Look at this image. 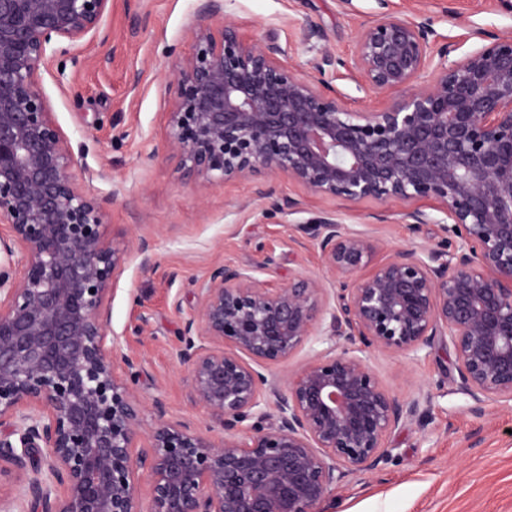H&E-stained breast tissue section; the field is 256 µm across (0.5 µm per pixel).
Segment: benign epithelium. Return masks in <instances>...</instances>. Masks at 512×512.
<instances>
[{
	"instance_id": "benign-epithelium-1",
	"label": "benign epithelium",
	"mask_w": 512,
	"mask_h": 512,
	"mask_svg": "<svg viewBox=\"0 0 512 512\" xmlns=\"http://www.w3.org/2000/svg\"><path fill=\"white\" fill-rule=\"evenodd\" d=\"M112 0H0V476H27V512H332L336 490L390 458L389 432L419 411L367 360L415 356L448 337L455 382L483 413L512 403V34L473 30L469 51L440 41L427 16L377 7L351 57L328 49L305 75L271 38L249 41L224 0H199L191 54L162 94L166 144L196 189L255 183L256 213L301 212L268 178L286 175L346 202L429 200L438 219L404 213L413 232L437 224L455 247L398 249L334 211L301 223L326 276L279 288L275 263L216 264L190 283L177 358L193 402L224 438L186 423L144 426L136 361L113 355L109 296L149 243L106 239L97 195L74 172L70 138L43 72L108 41ZM429 77L426 83L419 79ZM385 101L349 107L335 81ZM327 347L281 377L311 337Z\"/></svg>"
}]
</instances>
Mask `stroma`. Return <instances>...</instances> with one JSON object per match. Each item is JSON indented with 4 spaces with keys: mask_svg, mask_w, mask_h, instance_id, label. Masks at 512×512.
I'll return each mask as SVG.
<instances>
[{
    "mask_svg": "<svg viewBox=\"0 0 512 512\" xmlns=\"http://www.w3.org/2000/svg\"><path fill=\"white\" fill-rule=\"evenodd\" d=\"M394 10L418 7L437 34L457 40L474 29L512 32V12L497 0H391ZM197 0H112L109 41L64 71L49 69L43 85L55 116L77 153L79 168L94 172L89 188L106 213V237L116 245L144 238L157 254L154 270L128 262L110 299L116 354L140 361L137 396L145 422L153 402L172 418L206 428L207 413L193 404L188 371L176 358L180 316L173 303H195L189 284L212 262L249 265L264 253L277 263L263 274L272 286L301 273H325L318 246L304 239L299 222L334 210L343 223L382 231L387 249H421L441 237L438 225L412 234L401 204H343L279 175L269 183L299 203L300 213L257 219L251 182L216 183L197 190L182 184L168 158L162 92L172 60L189 54L186 24ZM344 14L339 0H224V16L249 39L274 34L289 62L307 71L311 57L300 41L303 23L318 24L327 45L341 55L355 46L375 0H357ZM147 312L151 333L128 327ZM387 388L403 399L430 393L426 418L404 421L386 439L394 459L382 470L351 475L336 493V512H512V409L488 403L474 416L472 399L457 390L454 352L439 338L418 356L374 352L368 357Z\"/></svg>",
    "mask_w": 512,
    "mask_h": 512,
    "instance_id": "obj_1",
    "label": "stroma"
}]
</instances>
